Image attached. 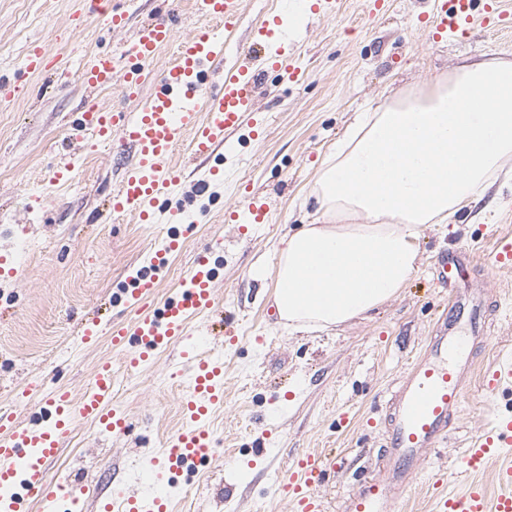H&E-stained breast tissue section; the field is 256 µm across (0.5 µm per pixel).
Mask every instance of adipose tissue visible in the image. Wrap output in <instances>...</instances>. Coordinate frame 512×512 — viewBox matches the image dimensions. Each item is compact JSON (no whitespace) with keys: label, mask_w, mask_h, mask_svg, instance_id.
<instances>
[{"label":"adipose tissue","mask_w":512,"mask_h":512,"mask_svg":"<svg viewBox=\"0 0 512 512\" xmlns=\"http://www.w3.org/2000/svg\"><path fill=\"white\" fill-rule=\"evenodd\" d=\"M510 160L508 60L460 64L362 113L316 172V223L274 247L282 326L325 330L392 299L419 268L423 230L479 198Z\"/></svg>","instance_id":"adipose-tissue-1"}]
</instances>
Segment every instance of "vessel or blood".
Returning <instances> with one entry per match:
<instances>
[{"instance_id": "obj_1", "label": "vessel or blood", "mask_w": 512, "mask_h": 512, "mask_svg": "<svg viewBox=\"0 0 512 512\" xmlns=\"http://www.w3.org/2000/svg\"><path fill=\"white\" fill-rule=\"evenodd\" d=\"M338 2L285 0L282 9L266 13L253 40V57L258 63L254 70L241 64L234 46L239 0H193L192 8L205 24L181 40L170 19L143 22L120 53L95 57L83 69L84 84L95 91L111 87L117 77L132 96L143 84L151 86L150 94L133 111H112L94 104L80 113L74 127L76 136L102 142L120 132L124 143L133 149L135 162L112 196V211L165 227L162 246L132 275L118 281L113 292L114 303L128 307L152 296L155 306L133 324L113 325L112 346L125 352L133 370L158 352L176 346L181 357L192 363L191 386L182 400L185 424L144 464L157 492L146 498L126 487L113 486L111 497L99 505L101 512H169L170 473L198 471L214 454L209 417L224 403V366L194 346L187 326L193 316L214 312L220 305L216 292L224 276L220 245L199 252L179 283L165 296L157 294L173 255L190 231L183 208L173 203L185 175L183 167L173 161L179 140L188 136L190 155L211 162L201 188L223 181L228 159L239 151L242 131L255 127L252 114L260 74L276 71L291 81L302 76L300 68L286 62L300 36L299 30L289 28V16L330 17L336 14ZM511 24L512 0H436L426 29L429 38L438 42L468 34L478 26L496 30ZM172 44L177 50L171 64L159 75L149 76L148 64ZM472 261L469 255L441 257L436 265L438 283L457 288ZM477 261L487 268L511 272L512 234L500 237ZM484 308L480 300L460 305L440 320L437 335L430 337L403 378L384 419L386 464L359 489L349 512H394L420 474L428 452L447 437L473 376V363L465 355L467 346L486 338ZM511 383V358L501 360L485 378L486 388L492 391ZM113 389L112 366L104 363L79 396L62 388L44 395L31 419L0 411V512H60L63 505L79 504L89 486L64 477L50 480L48 468L75 419L116 436L126 434V418L112 407ZM491 461L498 464L497 490L492 494L474 478ZM455 463L468 481L460 494L437 495L434 512H512V415L497 417L463 449ZM326 465L321 456L306 454L281 475L292 512H324L320 489Z\"/></svg>"}]
</instances>
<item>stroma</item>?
Instances as JSON below:
<instances>
[{"instance_id":"35a3bbf8","label":"stroma","mask_w":512,"mask_h":512,"mask_svg":"<svg viewBox=\"0 0 512 512\" xmlns=\"http://www.w3.org/2000/svg\"><path fill=\"white\" fill-rule=\"evenodd\" d=\"M111 5L129 15V27L112 30L93 0H0V409L26 414L58 386L79 394L98 364L111 363L118 383L112 405L129 416L130 430L116 438L76 423L50 474L78 475L106 491L125 484L148 496L140 459L160 452L182 427L190 374L175 351L126 371L110 329L120 314L112 304L114 283L161 244L162 227L107 208L135 161L120 138L92 141L71 154L66 144L84 107L130 111L137 104L118 79L111 89L90 92L81 72L92 56L116 52L131 41L135 23L158 13L174 15L180 39L203 21L187 0ZM431 9V0H388L372 18L365 0H341L336 17L303 20V41L291 60L302 78L270 74L256 100L258 112L270 116L263 137L242 138L241 158L229 161V180L214 194L200 195L194 179L184 182L178 200L198 211V221L162 287L172 288L201 250L222 242L223 316L193 319L189 331L200 336L226 323L238 336L208 345L224 363V404L211 421L216 448L196 476L197 489L173 494L171 512H291L279 477L303 453L331 457L326 512H345L361 481L382 467L381 421L450 306L448 290L434 279L435 261L445 251L488 248L498 233L512 232L511 164L449 224L424 231L417 242L420 267L394 299L326 332L292 335L281 328L268 312L272 277L254 275L271 270L277 240L314 212L307 189L360 112L395 90L434 81L463 59L512 61V29L478 27L430 42L422 17ZM38 46L50 53L49 70L32 75L22 60ZM65 156L74 175L57 186L53 173ZM254 195L270 198V218L257 233L243 234L224 214ZM474 276L490 300L488 340L468 347L480 371L501 348H512V274L480 268ZM94 316L97 340L80 344L81 325ZM497 413L512 414V386L491 394L473 382L447 439L395 512H433L435 493L461 491L454 460Z\"/></svg>"}]
</instances>
